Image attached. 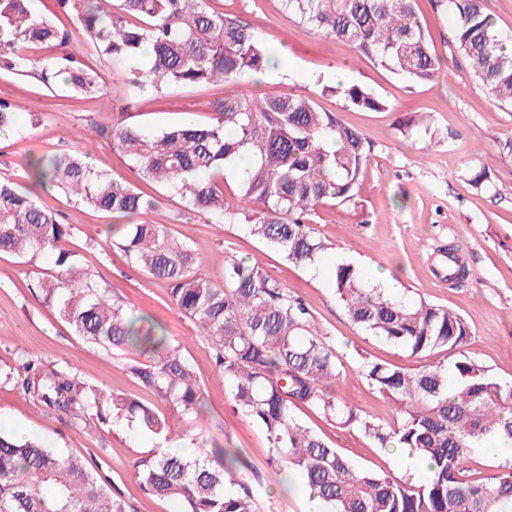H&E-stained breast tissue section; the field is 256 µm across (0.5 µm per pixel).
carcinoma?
Here are the masks:
<instances>
[{
  "instance_id": "obj_1",
  "label": "carcinoma",
  "mask_w": 512,
  "mask_h": 512,
  "mask_svg": "<svg viewBox=\"0 0 512 512\" xmlns=\"http://www.w3.org/2000/svg\"><path fill=\"white\" fill-rule=\"evenodd\" d=\"M33 0H0V67L34 69L45 87L64 83L88 99L104 88L84 57L124 67L141 92L230 81L263 71L268 45L236 17L207 9L206 0H80L84 41L37 12ZM288 14L350 44L389 72L417 83L439 79L440 60L416 13V0H281ZM453 19L451 42L501 103L512 105V39L483 11L481 0H438ZM52 48L50 57L36 55ZM354 108L387 103L367 89L325 86ZM13 105L0 100V131L15 127ZM113 147L143 181L181 202L185 215L240 224L267 248L297 266H311L333 249L310 225L328 200L356 204L368 157L365 140L310 96L270 90L254 98L232 94L216 102L207 125L187 117L153 130L112 126ZM29 187L0 181V253L54 257L44 300L75 332L105 349L137 351L152 364L133 374L183 417L200 415L203 390L180 344L162 327L109 303L74 251L62 247L70 228L40 206L37 191H57L123 220L112 226L126 260L167 284L169 297L210 338L233 407L265 432L269 462L288 463L328 512H512V469L476 477L466 463L475 451L512 442V383L495 378L462 351L467 322L444 306L388 296L350 262L330 271L337 301L350 322L412 355L445 349L449 364L417 372L367 360L362 371L396 405L399 419L382 424L362 415L324 385L339 376L336 350L321 339L312 311L258 261H224V284L199 273L203 261L150 219L159 200L118 174L97 170L85 153L46 155L28 162ZM237 193L224 190L226 175ZM441 272L465 278L444 253ZM33 402L60 419L107 424L125 418L144 432L168 435L166 416L144 403L79 382L68 368L25 360L6 376ZM305 404L325 418L358 428L376 448H403L430 462L419 484L355 465L294 415ZM141 489L170 498L182 512H258L240 475L236 451L212 439L187 454L156 450L135 462ZM0 512H125L122 500L82 459L38 439L0 432Z\"/></svg>"
}]
</instances>
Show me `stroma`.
I'll list each match as a JSON object with an SVG mask.
<instances>
[{"label":"stroma","instance_id":"stroma-1","mask_svg":"<svg viewBox=\"0 0 512 512\" xmlns=\"http://www.w3.org/2000/svg\"><path fill=\"white\" fill-rule=\"evenodd\" d=\"M217 12L237 17L283 51L286 64L265 80L205 83L159 93L132 88L120 67L88 57L106 88L101 100L65 90H48L35 72L0 69V99L13 104L17 131L0 136V178L26 181V161L54 152L88 153L99 170L123 176L135 187L160 197L157 223L203 258L202 273L214 283L224 281V261L235 257L257 260L300 296L320 323L325 340L340 358V375L332 384L369 418L389 422L394 403L373 387L361 370L363 358L387 362L409 371L449 363L447 351L412 356L353 325L337 301L329 281L330 263L344 257L364 276L391 273L399 291L429 303L448 306L468 323L471 334L464 351L502 381H512V157L502 145L512 140V108L501 105L471 74L449 41L452 19L434 0H418L419 19L445 65L440 79L416 84L391 74L356 54L345 43L326 38L288 15L281 0H207ZM359 84L383 98L381 111L347 106L326 96L323 85ZM303 93L321 109L339 113L371 146L361 176L357 202L330 201L316 210L311 225L336 250L324 263L303 268L250 236L237 224H213L184 216L177 200L162 196L158 186L143 184L138 173L113 148L105 129L122 123L162 128L185 117L207 123L214 105L232 91L261 96L271 88ZM416 112L431 117V135L401 134L397 121ZM486 169L490 188H474L471 175ZM57 211L74 235L68 246L85 269L130 313L154 319L172 340L183 343L184 355L204 388L201 418L186 417L168 438L144 433L126 420L102 425L71 423L49 414L8 382L6 376L27 358L67 366L86 385L157 406L165 416L172 409L146 389L132 369L151 359L132 351L100 348L78 336L38 287L51 274L50 257L31 260L0 255V430L41 437L48 446L83 458L97 471L127 512H179L178 504L145 494L134 474L135 462L165 445L189 446L191 437L214 438L236 449L242 472L256 498L258 512H305L298 490H284L287 469L269 464L264 431L231 406L224 381L215 367L209 337L199 335L194 321L171 303L166 285L127 262L105 229L111 215L50 192L39 196ZM441 248L454 249L468 276L449 285L439 273ZM296 416L330 446L358 466L401 476V461L372 445L354 427L326 420L301 405Z\"/></svg>","mask_w":512,"mask_h":512}]
</instances>
